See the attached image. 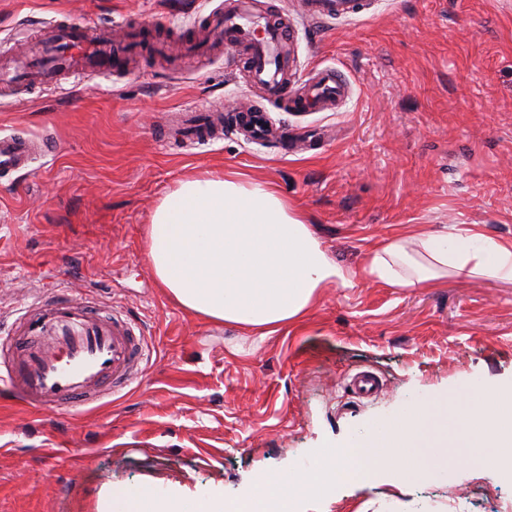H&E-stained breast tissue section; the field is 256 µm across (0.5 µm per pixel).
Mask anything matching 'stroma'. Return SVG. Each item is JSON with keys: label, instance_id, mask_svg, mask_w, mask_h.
I'll return each mask as SVG.
<instances>
[{"label": "stroma", "instance_id": "35a3bbf8", "mask_svg": "<svg viewBox=\"0 0 512 512\" xmlns=\"http://www.w3.org/2000/svg\"><path fill=\"white\" fill-rule=\"evenodd\" d=\"M224 0H0V54L61 15L119 29L127 17L197 31ZM297 28V74L333 66L352 94L336 112H280L232 56L138 53L107 76L49 89L0 87V132L50 135L53 155L0 175V334L33 289L66 288L136 321L142 376L79 415L34 413L0 389V512H98L106 492L244 495L258 472L308 461L406 403L463 383L512 385V285L448 278L434 288L367 279L325 289L302 327L264 342L201 321L160 287L145 226L190 175L231 169L298 204L329 255L361 271L401 230L479 225L512 241V0H370ZM268 111L300 145L223 137L186 147L175 115ZM374 395L355 394L362 370ZM305 512H512V476L455 469L449 483L342 486Z\"/></svg>", "mask_w": 512, "mask_h": 512}]
</instances>
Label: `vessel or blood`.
<instances>
[{"label":"vessel or blood","instance_id":"1","mask_svg":"<svg viewBox=\"0 0 512 512\" xmlns=\"http://www.w3.org/2000/svg\"><path fill=\"white\" fill-rule=\"evenodd\" d=\"M365 7V0H307L314 19L339 18ZM204 21L216 40L238 55L251 81L281 101L283 111L335 112L350 97L351 85L335 67L315 68L302 81L295 78L292 48L297 31L276 10L262 13L255 0H226ZM32 44L30 60L0 73L1 81L48 85L64 72L105 75L125 61L123 51L73 19L44 26ZM215 126L208 112H187L179 119L188 144L212 135ZM54 149L46 141L0 135V174L25 169L35 154L48 155ZM147 351L132 320L94 312L70 293L55 290L29 303L16 323L0 384L28 410L78 413L100 396L129 387L141 373Z\"/></svg>","mask_w":512,"mask_h":512}]
</instances>
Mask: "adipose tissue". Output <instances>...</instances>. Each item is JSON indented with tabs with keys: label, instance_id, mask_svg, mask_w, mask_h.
I'll list each match as a JSON object with an SVG mask.
<instances>
[{
	"label": "adipose tissue",
	"instance_id": "ef3b65f1",
	"mask_svg": "<svg viewBox=\"0 0 512 512\" xmlns=\"http://www.w3.org/2000/svg\"><path fill=\"white\" fill-rule=\"evenodd\" d=\"M146 234L147 261L176 304L260 342L301 324L324 289L355 285L275 184L234 170L179 181ZM364 271L396 288H431L451 274L512 283V244L474 228L414 227L373 249Z\"/></svg>",
	"mask_w": 512,
	"mask_h": 512
}]
</instances>
